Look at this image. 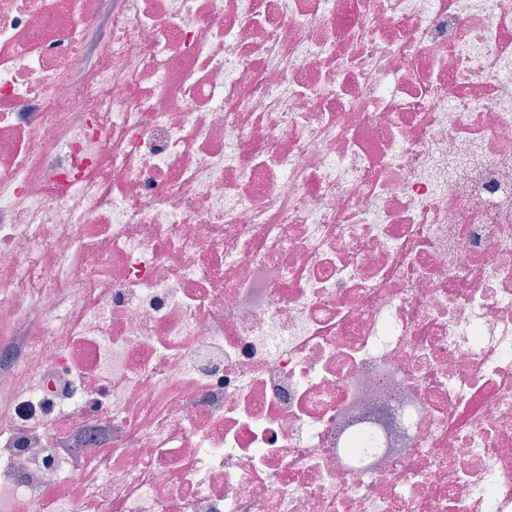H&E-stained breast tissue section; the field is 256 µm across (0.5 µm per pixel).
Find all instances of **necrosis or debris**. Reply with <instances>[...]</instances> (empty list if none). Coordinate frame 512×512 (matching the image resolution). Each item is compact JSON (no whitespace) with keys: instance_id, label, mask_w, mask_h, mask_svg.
Segmentation results:
<instances>
[{"instance_id":"necrosis-or-debris-1","label":"necrosis or debris","mask_w":512,"mask_h":512,"mask_svg":"<svg viewBox=\"0 0 512 512\" xmlns=\"http://www.w3.org/2000/svg\"><path fill=\"white\" fill-rule=\"evenodd\" d=\"M0 512H512V0H0Z\"/></svg>"}]
</instances>
